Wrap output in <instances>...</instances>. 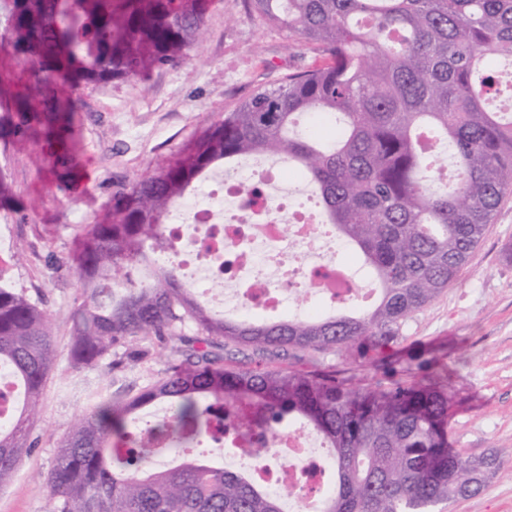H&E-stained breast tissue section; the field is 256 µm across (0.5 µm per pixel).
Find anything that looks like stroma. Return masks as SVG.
Instances as JSON below:
<instances>
[{
  "instance_id": "1",
  "label": "stroma",
  "mask_w": 512,
  "mask_h": 512,
  "mask_svg": "<svg viewBox=\"0 0 512 512\" xmlns=\"http://www.w3.org/2000/svg\"><path fill=\"white\" fill-rule=\"evenodd\" d=\"M304 41L267 28L243 0H216L199 43L182 63L144 81H115L84 90L78 148L85 173L70 191L59 189L39 150L0 139V224L15 227L0 248V276L24 289L49 316L57 369L47 382L31 430L32 452L11 482L0 488V512H53L41 477L52 468L68 427L98 403L129 398L158 380L172 344L146 341V357L129 346L115 349L107 377L72 369L69 315L81 298L70 270L76 225L100 219L118 184L153 173L204 126L223 118L255 89L280 83L310 65ZM512 198L498 210L458 280L403 324L395 361L375 368L356 351L310 352L307 367L332 365L351 384L373 385L444 371L456 406L448 442L467 456L496 454L500 470L477 495L445 512H512Z\"/></svg>"
}]
</instances>
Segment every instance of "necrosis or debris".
<instances>
[{"mask_svg":"<svg viewBox=\"0 0 512 512\" xmlns=\"http://www.w3.org/2000/svg\"><path fill=\"white\" fill-rule=\"evenodd\" d=\"M272 168L252 172L248 184L221 178L218 206L179 204L166 227L172 250L193 269V288L216 304L237 309L280 310L293 279L331 302L365 300L343 265L309 261L321 236L316 217L288 211L268 186ZM257 481L278 490L293 487L291 512H314L312 499L325 485L326 463L310 434L255 432L253 444L235 451Z\"/></svg>","mask_w":512,"mask_h":512,"instance_id":"necrosis-or-debris-1","label":"necrosis or debris"}]
</instances>
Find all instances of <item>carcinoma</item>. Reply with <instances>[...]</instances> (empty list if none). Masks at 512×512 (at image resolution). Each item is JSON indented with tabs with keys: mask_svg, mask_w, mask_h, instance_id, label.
<instances>
[{
	"mask_svg": "<svg viewBox=\"0 0 512 512\" xmlns=\"http://www.w3.org/2000/svg\"><path fill=\"white\" fill-rule=\"evenodd\" d=\"M213 0H0V137L37 148L64 186L82 175L74 116L80 91L144 78L180 62ZM288 43L321 61L260 87L205 127L153 175L112 194L106 217L80 224L71 268L82 301L70 313L75 370L113 369L115 347L179 341L164 375L129 399L104 401L72 425L45 484L54 512H285L288 491L195 461L151 464L152 439L129 447L138 411L165 401L159 431L174 455L221 419L234 436L276 433L285 418L320 433L336 469L321 512H434L480 492L494 454L448 447L453 397L443 381L407 377L356 389L336 370L296 368L308 351L392 358L401 325L458 277L512 195V0H244ZM322 114L320 141L298 131ZM453 174L431 187L441 153ZM250 156L285 162L318 193L326 223L360 251L379 284L366 311L307 320H228L201 305L175 266H151L192 183ZM192 326L197 334L186 335ZM252 349L242 368L232 352ZM0 363L22 397L0 428V487L30 453L29 436L56 349L45 312L0 281Z\"/></svg>",
	"mask_w": 512,
	"mask_h": 512,
	"instance_id": "1",
	"label": "carcinoma"
}]
</instances>
